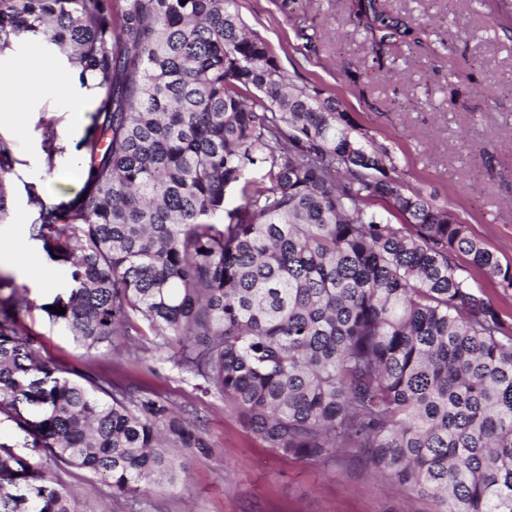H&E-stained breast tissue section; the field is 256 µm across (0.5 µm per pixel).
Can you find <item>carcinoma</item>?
<instances>
[{"mask_svg": "<svg viewBox=\"0 0 512 512\" xmlns=\"http://www.w3.org/2000/svg\"><path fill=\"white\" fill-rule=\"evenodd\" d=\"M356 13L378 48L419 31L380 0ZM33 39L99 98L83 187L27 186L30 237L68 266L51 318L88 351L146 323L284 457L355 458L439 512H512V330L454 257L504 289L512 264L297 86L236 0H0V55ZM42 146L49 175L63 152L50 123ZM14 163L0 139V221ZM28 305L0 278V415L32 447L121 493L174 483L172 448L208 454L162 395L49 367L18 329ZM0 512L77 503L1 448Z\"/></svg>", "mask_w": 512, "mask_h": 512, "instance_id": "1", "label": "carcinoma"}]
</instances>
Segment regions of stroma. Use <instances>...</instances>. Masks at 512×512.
<instances>
[{
    "mask_svg": "<svg viewBox=\"0 0 512 512\" xmlns=\"http://www.w3.org/2000/svg\"><path fill=\"white\" fill-rule=\"evenodd\" d=\"M355 2L238 0V10L296 85L335 99L359 133L390 152L411 189L447 207L485 247L512 262V0H385L393 16L419 26L420 33L418 41L395 42L379 58L353 13ZM35 54L49 56L57 94L33 101L21 125L0 127L16 158L8 176L12 208L0 222V275L13 278L29 299L18 327L44 362L76 380L131 383L198 416L212 452L174 449L180 466L174 484L116 497L105 478L55 467L2 417L0 445L52 470L76 497L78 512H437L434 498L376 477L357 461L320 465L266 447L221 397L203 392L198 379L148 351L149 339L139 332L115 337L111 348L90 354L52 320L46 306L64 293L67 270L30 238L33 213L24 186L38 180L61 198L82 188L85 178L74 162L87 156L83 143L98 100L89 97L80 123L71 125L62 102L80 94L77 78L36 43L0 56V68L20 71ZM458 83L466 93L453 103L448 89ZM50 119L67 151L47 178L41 141L42 124ZM19 246L26 252L21 270L14 259ZM455 262L512 325V290L500 288L465 255Z\"/></svg>",
    "mask_w": 512,
    "mask_h": 512,
    "instance_id": "1",
    "label": "stroma"
}]
</instances>
